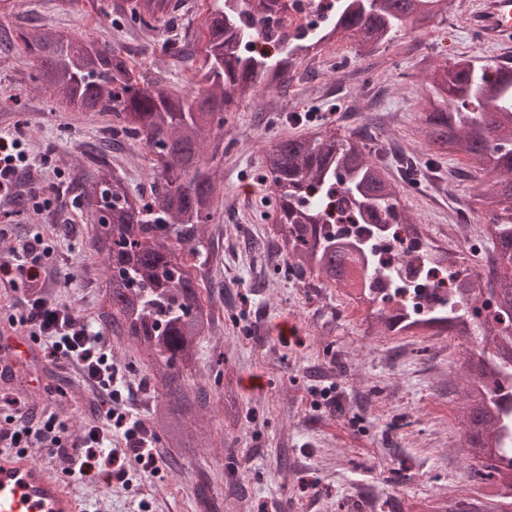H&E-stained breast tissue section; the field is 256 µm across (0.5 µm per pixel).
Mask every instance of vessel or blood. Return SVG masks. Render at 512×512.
Returning a JSON list of instances; mask_svg holds the SVG:
<instances>
[{"label": "vessel or blood", "instance_id": "b4317fda", "mask_svg": "<svg viewBox=\"0 0 512 512\" xmlns=\"http://www.w3.org/2000/svg\"><path fill=\"white\" fill-rule=\"evenodd\" d=\"M467 24L485 45L512 49V0H474ZM0 512H85L67 477L28 452H0Z\"/></svg>", "mask_w": 512, "mask_h": 512}]
</instances>
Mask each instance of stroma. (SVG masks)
Masks as SVG:
<instances>
[{
	"instance_id": "obj_1",
	"label": "stroma",
	"mask_w": 512,
	"mask_h": 512,
	"mask_svg": "<svg viewBox=\"0 0 512 512\" xmlns=\"http://www.w3.org/2000/svg\"><path fill=\"white\" fill-rule=\"evenodd\" d=\"M0 27L36 26L56 34H88L122 49L143 69L167 71L173 94L188 91L201 56L175 63L163 53L166 26L146 41L141 30L99 24L89 0L60 11L55 0H14ZM461 56L512 63L478 42L466 25L459 0H441L425 35L402 37L372 55L353 44L326 48L296 65L286 93L264 95L263 112L249 107L230 113L224 138V206L207 229L224 256L223 290L213 293L220 325L201 344L191 381L205 383L221 361L232 378L238 418L224 419V400L213 397L203 414L196 452L178 456L150 477L132 474L126 486L105 488L94 479L77 483L89 512H131L148 500L152 512H202L196 497L209 481L213 512H419L434 494L469 492L467 461L459 439L457 394L449 383L461 375L457 340L369 336L360 314L342 293L316 277L298 279L271 262L270 189L254 173L266 146L281 136L326 128L365 131L396 151L424 160L416 136L424 78L434 66ZM24 51L0 53V130L26 142L32 167L27 184L45 197H61L57 213L37 212L32 201L0 215V260L39 237L46 254L40 286L44 298L70 305L93 327L108 305L104 273L91 248L93 226L77 198L88 156L112 139L110 117L73 112L43 93ZM305 123L292 125L291 112ZM110 165L136 192L148 193L149 156L143 145L123 142ZM479 172L457 157L424 170L405 202L435 241L448 249L465 245L459 225L478 220L471 209ZM291 320L293 335L276 333ZM125 407L148 419L155 388L145 370H132L139 351L107 336ZM0 396L17 397L27 408L61 412L72 440L96 421L99 401L74 366L58 369L43 355L20 358L14 380L0 382ZM244 487L235 504L232 488Z\"/></svg>"
}]
</instances>
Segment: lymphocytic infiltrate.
<instances>
[{
    "mask_svg": "<svg viewBox=\"0 0 512 512\" xmlns=\"http://www.w3.org/2000/svg\"><path fill=\"white\" fill-rule=\"evenodd\" d=\"M18 324L27 329L36 344L44 346L46 356L57 365H81L101 401V424L82 441L73 442L65 423L54 414H33L20 399L12 398L8 404L14 413L0 423V445L25 449L35 443L45 444L50 454L59 457L63 474L73 480L94 474L107 483L121 482L133 470L145 474L159 471L164 457L160 449L149 447L139 420L131 418L125 423L128 446L124 454L104 447L112 432V365L100 333L90 331L68 307L52 305L35 291L29 293Z\"/></svg>",
    "mask_w": 512,
    "mask_h": 512,
    "instance_id": "obj_1",
    "label": "lymphocytic infiltrate"
}]
</instances>
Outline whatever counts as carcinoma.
I'll return each instance as SVG.
<instances>
[{"mask_svg":"<svg viewBox=\"0 0 512 512\" xmlns=\"http://www.w3.org/2000/svg\"><path fill=\"white\" fill-rule=\"evenodd\" d=\"M187 0H109L101 21L128 17L141 29L176 24ZM195 95L173 97L161 72L138 69L123 51L89 36L51 35L37 27L19 30L12 41L32 58L36 80L50 96L75 112L109 115L112 128L138 140L151 155V196L131 193L111 173L113 144L89 156L81 174L82 204L95 234L92 247L106 275V328L141 348L149 380L158 388L150 420L164 451L196 447L199 414L213 395L224 396V420H237L235 390L219 371L213 383L189 384L183 369L195 361L200 342L217 326L212 302L200 284L218 285L223 259H190L206 248L204 225L218 209L222 187L226 112L252 105L259 95L288 89L298 58L314 59L330 43L351 42L369 55L431 18L436 0H339L336 16L317 40L245 58L237 43L248 39L232 5L211 0ZM189 36L163 45L172 58L189 57ZM470 66L439 65L427 74L433 94L422 99L420 133L429 161L457 152L487 175L475 187L482 217L469 240L468 269L455 280L457 303L428 311L420 320L378 301L367 286L371 256L355 241L323 230L325 218L307 195H339L341 214L352 224H417L403 201L416 185L405 167L393 175L388 147L371 146L356 132L325 130L313 136H282L266 147L257 181L273 189V236L292 270L344 290L364 311L365 332L428 338L447 334L462 346L459 411L470 461L471 496L435 495L420 512H512V67L480 57Z\"/></svg>","mask_w":512,"mask_h":512,"instance_id":"obj_1","label":"carcinoma"}]
</instances>
